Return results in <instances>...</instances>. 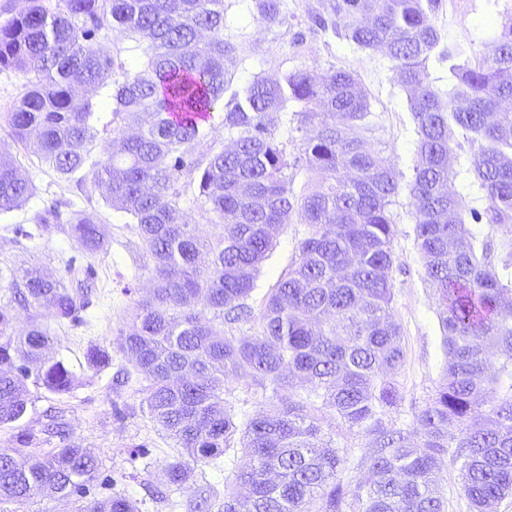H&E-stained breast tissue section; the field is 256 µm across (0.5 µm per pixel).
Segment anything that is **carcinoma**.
I'll use <instances>...</instances> for the list:
<instances>
[{
    "mask_svg": "<svg viewBox=\"0 0 512 512\" xmlns=\"http://www.w3.org/2000/svg\"><path fill=\"white\" fill-rule=\"evenodd\" d=\"M27 2L0 27V67L35 76L6 120L16 142L64 178L90 179L126 214L153 263L155 286L135 301L116 348L145 374L141 409L179 448L161 469L184 512H445L436 463L450 448L473 512H496L512 494V111L503 108L512 101V12L467 58L440 48V0H324L312 17L362 50L386 49L417 136L405 187L439 305L444 364L435 393L397 428L405 354L392 314L389 207L404 174L354 133L370 116L354 74L294 69L233 85L237 47L224 35V0H61L54 11L44 0ZM254 5L261 24L285 19V0ZM104 28L147 41L144 65L115 66L94 45ZM431 58L448 63L446 97L433 87ZM78 86L112 99L104 157L87 150L98 117ZM290 103L301 106L302 133L292 159L276 137ZM141 117L144 125L125 134ZM216 123L235 135L231 147L212 138ZM460 135L472 149L463 171L448 166ZM196 147L200 158L187 161ZM301 162L322 177L316 189H294L288 170ZM182 172L215 218L208 240L183 219L174 187ZM464 173L483 191L481 211L464 209L448 190ZM35 192L0 151V214ZM292 212L307 232L255 313L248 300ZM468 215L500 239L477 238ZM60 220L53 208L12 232L31 240ZM60 229L87 255L103 246L102 227L82 214ZM8 275L27 325L16 328L13 307L0 306V429L15 442L14 454L0 455V503L23 506L49 489L73 500L72 512H141L122 493L90 496L100 463L91 449L66 442L63 408L45 409L36 430L26 421L32 390L62 395L77 383L66 362L46 356L50 323H83L94 269L86 266L77 288L38 268ZM201 299L229 324L253 323V334L224 335L196 312ZM230 376L271 406L237 413L225 388ZM329 420L368 437L357 460L367 480H345L347 451L326 437ZM55 437L58 445L34 452ZM240 453L248 462L224 473L223 500L198 484L204 468Z\"/></svg>",
    "mask_w": 512,
    "mask_h": 512,
    "instance_id": "carcinoma-1",
    "label": "carcinoma"
}]
</instances>
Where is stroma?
I'll use <instances>...</instances> for the list:
<instances>
[{"mask_svg": "<svg viewBox=\"0 0 512 512\" xmlns=\"http://www.w3.org/2000/svg\"><path fill=\"white\" fill-rule=\"evenodd\" d=\"M319 7L320 0H286L285 23L268 27L255 21L251 0H225L224 33L238 47L235 82L256 74L276 79L303 68L316 76L332 68L352 72L370 96L371 127L362 131V138L369 148L383 151L400 171L410 172L417 152L416 135L406 94L397 81L395 61L384 50H362L318 30L310 15ZM510 8L512 0H441L435 22L446 42L467 52L493 36ZM33 79V74L0 68V149L37 187L36 195L22 209L0 214V267L17 272L38 267L64 280L68 277L66 264L73 259L80 265L92 264L96 291L82 313L83 324L55 332L53 353L77 372L79 383L62 396L40 394L29 422L37 424L40 410L49 405L62 406L69 423V442L94 449L101 461L93 489L96 497L120 492L140 500L141 512H172L166 501L145 499L142 485L161 483L160 468L176 455L175 443L139 411L140 374H133L121 391H113L111 385L116 366L124 362L122 355L115 353L113 342L120 330L129 326L132 302L147 295L153 286L152 263L143 254L134 225L107 206L98 189L61 179L14 140L5 115L18 104ZM53 205L62 216L78 211L104 228V247L95 257L85 259L77 242L56 229L32 240L15 241L13 225L31 223L36 213ZM390 211L397 226L392 313L401 326L405 352L397 373L401 393L398 419L403 422L440 384L443 348L438 302L425 281L406 193L395 196ZM306 231L297 215H289L256 280L252 306H260L265 294L287 272ZM92 345L111 352V365L98 371L87 367L84 355ZM124 406L135 407V415L117 419L114 408ZM138 445L149 451L150 465L144 471L132 462V451Z\"/></svg>", "mask_w": 512, "mask_h": 512, "instance_id": "obj_1", "label": "stroma"}]
</instances>
